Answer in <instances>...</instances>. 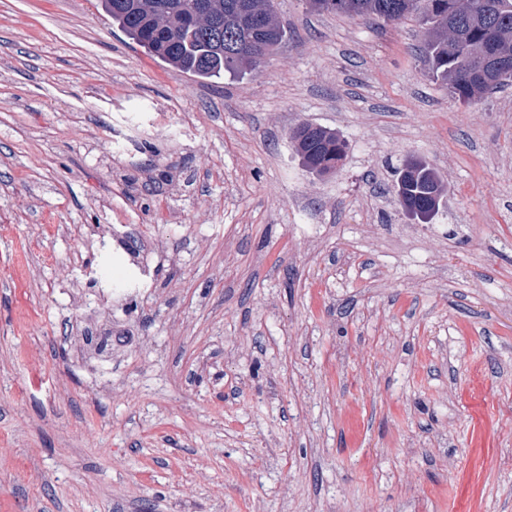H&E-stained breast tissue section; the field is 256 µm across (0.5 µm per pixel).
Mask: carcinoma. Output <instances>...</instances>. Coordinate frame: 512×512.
<instances>
[{
  "label": "carcinoma",
  "instance_id": "1",
  "mask_svg": "<svg viewBox=\"0 0 512 512\" xmlns=\"http://www.w3.org/2000/svg\"><path fill=\"white\" fill-rule=\"evenodd\" d=\"M112 23L179 72L206 79L236 77L254 66L232 55L237 43L253 41L272 54L284 41L282 27L261 29L254 12L272 11L274 0H99ZM310 11L385 22H416L420 56L432 77L466 106L512 84V0H306ZM296 150L307 168L335 172L347 145L330 130L303 124L294 129ZM398 171L397 200L422 224L438 213L442 185L435 171L416 159Z\"/></svg>",
  "mask_w": 512,
  "mask_h": 512
}]
</instances>
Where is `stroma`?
Wrapping results in <instances>:
<instances>
[{"label": "stroma", "mask_w": 512, "mask_h": 512, "mask_svg": "<svg viewBox=\"0 0 512 512\" xmlns=\"http://www.w3.org/2000/svg\"><path fill=\"white\" fill-rule=\"evenodd\" d=\"M275 4L278 50L210 80L98 0H0V512H512V86L459 105L414 22ZM292 138L305 166L319 175L335 172L346 156L347 145L336 132L303 124L294 129ZM405 169L408 176L403 174ZM405 169L398 171V203L414 220L429 224L438 213V198L443 192L440 180L435 171L420 159L412 161Z\"/></svg>", "instance_id": "1"}]
</instances>
